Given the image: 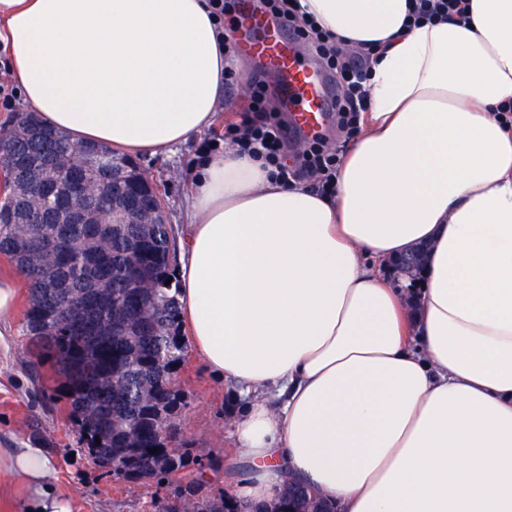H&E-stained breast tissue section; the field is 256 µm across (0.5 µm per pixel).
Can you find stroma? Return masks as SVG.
<instances>
[{
	"label": "stroma",
	"instance_id": "1",
	"mask_svg": "<svg viewBox=\"0 0 512 512\" xmlns=\"http://www.w3.org/2000/svg\"><path fill=\"white\" fill-rule=\"evenodd\" d=\"M253 74L250 61H243L237 84L224 90L231 106L221 110L213 127L166 153L141 158L175 228L184 224V198L199 168L202 144L222 136L227 123L244 116ZM26 304L27 281L21 276L17 279L14 319L0 330V448L45 449L54 464L55 491L68 503L70 512H161L163 502L184 482V474L146 482L126 481L88 458L64 401L50 402L42 395L40 381L50 377L51 363L28 350L22 332ZM176 385L185 397L177 440L205 464L209 493H226L250 473L249 460L233 448L227 435L235 408L234 391L191 353L176 375ZM213 458L220 459L219 468H209Z\"/></svg>",
	"mask_w": 512,
	"mask_h": 512
}]
</instances>
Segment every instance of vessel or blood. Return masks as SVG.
I'll use <instances>...</instances> for the list:
<instances>
[{"label": "vessel or blood", "instance_id": "vessel-or-blood-1", "mask_svg": "<svg viewBox=\"0 0 512 512\" xmlns=\"http://www.w3.org/2000/svg\"><path fill=\"white\" fill-rule=\"evenodd\" d=\"M239 33L243 56L273 77L274 94L289 122L290 134L302 138L320 135L336 103L332 75L304 55L294 34L257 9L253 0L242 2Z\"/></svg>", "mask_w": 512, "mask_h": 512}]
</instances>
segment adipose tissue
I'll return each instance as SVG.
<instances>
[{"instance_id":"obj_1","label":"adipose tissue","mask_w":512,"mask_h":512,"mask_svg":"<svg viewBox=\"0 0 512 512\" xmlns=\"http://www.w3.org/2000/svg\"><path fill=\"white\" fill-rule=\"evenodd\" d=\"M372 49L369 109L336 192L225 145L188 192L178 257L196 356L242 400L252 468L230 495L305 479L339 512H512V0L406 27L409 0H298ZM211 0H0L24 104L74 142L153 156L211 127L225 32ZM429 246L414 287L394 260ZM27 512H69L39 448L0 451Z\"/></svg>"}]
</instances>
